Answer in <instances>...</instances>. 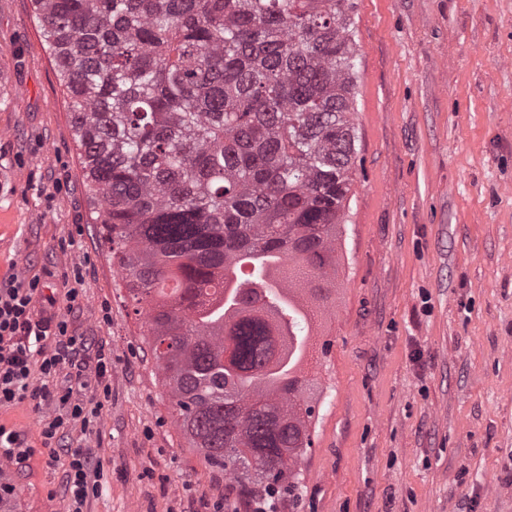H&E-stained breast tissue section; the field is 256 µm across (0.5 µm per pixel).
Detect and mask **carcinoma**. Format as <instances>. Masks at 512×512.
I'll return each instance as SVG.
<instances>
[{
    "label": "carcinoma",
    "instance_id": "carcinoma-1",
    "mask_svg": "<svg viewBox=\"0 0 512 512\" xmlns=\"http://www.w3.org/2000/svg\"><path fill=\"white\" fill-rule=\"evenodd\" d=\"M176 423L265 491L312 446L295 367L357 154L355 0H31Z\"/></svg>",
    "mask_w": 512,
    "mask_h": 512
}]
</instances>
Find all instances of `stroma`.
Masks as SVG:
<instances>
[{
    "label": "stroma",
    "mask_w": 512,
    "mask_h": 512,
    "mask_svg": "<svg viewBox=\"0 0 512 512\" xmlns=\"http://www.w3.org/2000/svg\"><path fill=\"white\" fill-rule=\"evenodd\" d=\"M357 155L335 288L304 376L313 446L277 512H512V0H357ZM0 281L32 270L112 361L84 512H254L175 422L147 327L93 223L72 113L31 0H0ZM0 424L35 450L10 505L54 494L32 402Z\"/></svg>",
    "instance_id": "obj_1"
}]
</instances>
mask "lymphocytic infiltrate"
Listing matches in <instances>:
<instances>
[{
  "label": "lymphocytic infiltrate",
  "instance_id": "1",
  "mask_svg": "<svg viewBox=\"0 0 512 512\" xmlns=\"http://www.w3.org/2000/svg\"><path fill=\"white\" fill-rule=\"evenodd\" d=\"M53 296L44 295L39 275H11L0 282V407L24 400L53 407L54 413L39 423L43 447L50 460H57L52 449L64 432L80 426L90 432L100 421L109 394L107 384L110 360L104 350H93L88 337L78 334L71 321L55 309ZM78 366L77 386L56 384V377L67 366ZM40 385H33V375ZM93 390L91 399L75 396V388ZM64 492L70 498L71 512L83 506L97 489L94 480L100 468L96 454L89 449L67 450Z\"/></svg>",
  "mask_w": 512,
  "mask_h": 512
}]
</instances>
